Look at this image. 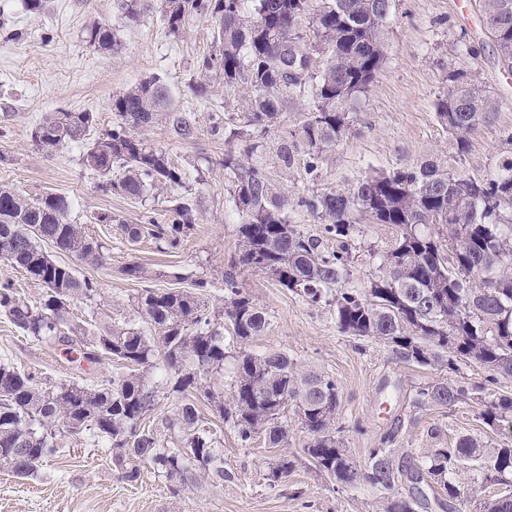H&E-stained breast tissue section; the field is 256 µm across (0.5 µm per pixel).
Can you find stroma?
Instances as JSON below:
<instances>
[{
	"label": "stroma",
	"mask_w": 512,
	"mask_h": 512,
	"mask_svg": "<svg viewBox=\"0 0 512 512\" xmlns=\"http://www.w3.org/2000/svg\"><path fill=\"white\" fill-rule=\"evenodd\" d=\"M95 21L113 25L119 51H100L85 40ZM0 22L15 40L0 43V185L38 196L57 193L70 203L68 219L82 225L109 255L101 266L41 248L78 276L96 282L98 292L70 307L73 323L86 334L111 325L141 322L136 297L146 287L190 288L199 291L209 314L224 310V273L237 256L241 219L229 200L230 176L224 152L244 153L248 137L225 139V123L241 124L240 103L247 90L225 86L222 75L203 73L202 59L214 53V23L192 18L178 33H170L160 12V0H142L138 21L123 19L120 0H43L39 14L25 11L20 0H0ZM467 31L480 55L479 76L499 99L491 121L477 124L467 135V149L457 152L454 136L436 115V102L447 90L446 75L463 51L457 41ZM385 60L369 91L349 108L352 131L327 157L317 178L303 163L271 174L289 199L353 185L371 172H387L425 160L441 161L449 172L486 178L512 133V73L503 70L478 7V0H395L384 26ZM167 85L175 109L191 113L196 134L189 140L173 137L165 122L145 133L147 142L162 148L170 161L190 175L189 197L195 226L175 251L162 241L142 236L130 241L122 227L146 220L167 223V201L173 190L131 200L98 188L97 173L84 167L83 144L56 153L34 146L30 131L47 112H90L95 117L91 138L112 128L113 95L150 76ZM206 84L197 97L193 85ZM112 216L99 223V214ZM392 231L362 224L350 263L349 283L364 287L378 271L374 254ZM141 264L146 275L129 279L124 266ZM237 279L267 314L269 325L248 350L254 354L285 351L303 370L332 375L340 389L336 435L357 463H364L393 420H400L401 447L423 455L431 448L453 445L462 436L485 442L492 433L477 417L476 408L419 414L409 407L416 387L447 376L438 364L420 368L400 360L390 348L342 333L332 307L312 305L281 288L261 272L241 271ZM0 361L36 373L42 383L76 381L81 371L57 346L29 338L0 316ZM287 454L294 462L288 476L269 484V463L276 456L264 435L241 444L236 433L222 429L217 446L225 478L205 476L184 486L178 479L143 466L136 485L121 477L110 448L90 434L66 435L58 454L29 478L0 470V512H370L380 495L365 483L338 488L303 455L309 440L296 416L288 418Z\"/></svg>",
	"instance_id": "stroma-1"
}]
</instances>
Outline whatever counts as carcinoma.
<instances>
[{"label": "carcinoma", "mask_w": 512, "mask_h": 512, "mask_svg": "<svg viewBox=\"0 0 512 512\" xmlns=\"http://www.w3.org/2000/svg\"><path fill=\"white\" fill-rule=\"evenodd\" d=\"M243 2L161 0L163 20L174 34L190 18L215 21L218 51L203 58L202 70L220 73L228 87L248 90L243 119L251 143L243 157L224 153V170L233 175L230 200L242 217L234 267L261 271L312 304L332 306L341 332L383 344L407 363L428 367L446 360L451 372L461 363L478 366L487 372L485 382H427L410 398L412 411L472 403L490 431L511 429L512 393L492 387L512 380V134L506 138L511 149L500 154L482 181L452 175L427 160L369 173L345 189L300 196L298 206L324 221L321 234L304 232L289 223L288 199L262 162L268 135L285 99L306 102L304 120L291 138L280 141L276 157L280 169L288 170L301 154L306 173L317 176L325 155L351 132L350 104L369 91L382 67L383 23L393 0H323L310 41L299 28L309 0H251L248 14ZM479 7L501 65L511 73L512 0H479ZM85 41L98 50L120 48L113 28L102 22L86 27ZM292 46L323 55L327 63L286 80L279 58ZM498 107L475 71L448 70L437 117L455 136L458 152H465L466 134L489 121ZM111 109L112 131L104 138L87 141L92 113L57 110L44 113L31 141L47 152L87 143L82 163L104 177V192L141 199L162 186H183L182 169L142 137L160 119L181 139L195 135L191 118L171 108L166 85L150 77L113 96ZM115 168L122 170L116 181L111 179ZM168 203L169 223L127 225L128 238L147 233L179 248L194 226V209L183 195ZM68 209L61 195L33 197L0 186V260L45 288L34 305L11 284L1 285L0 315L38 341L77 352L76 362L96 365L109 358L125 372L91 384L44 387L34 373L0 364V468L27 477L56 455L58 437L88 431L110 444L127 483L138 482L141 466L150 465L193 485L207 472L224 477L215 433L203 421L198 402L206 401L241 442L261 432L271 448L288 445L291 406L310 435L302 453L318 472L339 485L362 481L392 492L379 512H428L434 505L456 512L462 474L472 475L473 512H512V447L498 441L463 438L416 458L396 447L398 418L358 466L336 439V379L297 369L282 351L246 350L268 322L233 272L224 274L222 323L212 320L189 291L145 288L138 307L146 327L114 326L85 335L70 320L69 307L96 295V283L56 263L37 245L42 240L93 264L106 261L103 245L67 221ZM365 221L390 228L392 237L378 252L379 274L363 288H350L351 242ZM234 349L226 404L209 379L224 373ZM157 372L165 375L168 393L181 398L161 421L169 432L164 440L147 425L158 405L157 387L150 383ZM293 466L287 454L276 455L268 481H280ZM489 486L499 490L486 499Z\"/></svg>", "instance_id": "1"}]
</instances>
